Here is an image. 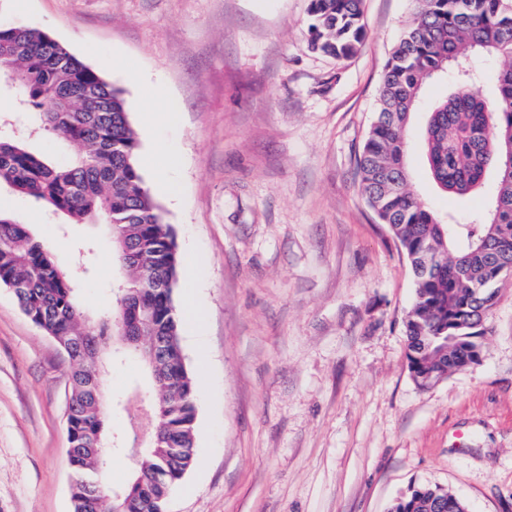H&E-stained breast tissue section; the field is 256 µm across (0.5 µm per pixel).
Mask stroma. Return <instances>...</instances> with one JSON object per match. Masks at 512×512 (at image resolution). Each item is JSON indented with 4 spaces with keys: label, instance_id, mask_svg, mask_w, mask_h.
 I'll use <instances>...</instances> for the list:
<instances>
[{
    "label": "stroma",
    "instance_id": "35a3bbf8",
    "mask_svg": "<svg viewBox=\"0 0 512 512\" xmlns=\"http://www.w3.org/2000/svg\"><path fill=\"white\" fill-rule=\"evenodd\" d=\"M311 0H0V25L49 33L122 90L146 153L181 157L170 192L142 174L197 276L199 332L181 331L196 384L194 466L167 512H388L439 484L469 512H512V279L481 359L421 388L406 358L414 295L405 255L368 207L356 161L386 62L417 0H363L364 39L337 59L311 45ZM412 187L437 213L479 208L437 191L420 132ZM178 116L148 126V105ZM98 313L120 272L101 224H68L0 188ZM71 364L0 285V512H72L65 417Z\"/></svg>",
    "mask_w": 512,
    "mask_h": 512
}]
</instances>
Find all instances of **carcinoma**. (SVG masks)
Wrapping results in <instances>:
<instances>
[{"label": "carcinoma", "mask_w": 512, "mask_h": 512, "mask_svg": "<svg viewBox=\"0 0 512 512\" xmlns=\"http://www.w3.org/2000/svg\"><path fill=\"white\" fill-rule=\"evenodd\" d=\"M420 6L385 67L376 119L357 159L360 185L379 223L407 257L414 298L405 319L408 368L428 386L479 360L498 284L512 276V0H419ZM315 49L346 58L364 36L362 0H311ZM500 62L494 95H483L474 62ZM0 77L19 92L18 108L37 111V129L78 143L82 153L55 164L30 152L20 131L0 134V186L80 223L100 218L125 279L112 286L113 307L90 321L73 278L53 262L28 225L0 215V285L22 312L53 337L72 362L67 403L73 512H161L171 489L195 463V383L181 352L174 290L182 259L160 205L137 165L138 143L121 91L44 31L0 27ZM451 87L422 132L436 186L458 199L477 193L488 173L495 190L461 223L424 209L411 188L406 131L425 86ZM70 96L73 112L60 108ZM129 340L158 349L143 397L153 406L154 443L131 463L121 487L105 483L106 406L99 377L117 321ZM462 512L465 503L439 485L417 484L390 512Z\"/></svg>", "instance_id": "obj_1"}]
</instances>
